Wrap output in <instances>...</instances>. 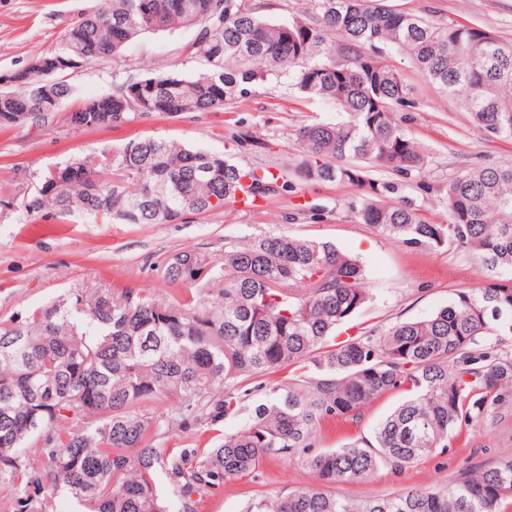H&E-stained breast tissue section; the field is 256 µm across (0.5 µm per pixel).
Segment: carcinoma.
<instances>
[{
  "label": "carcinoma",
  "instance_id": "cac0c4a2",
  "mask_svg": "<svg viewBox=\"0 0 512 512\" xmlns=\"http://www.w3.org/2000/svg\"><path fill=\"white\" fill-rule=\"evenodd\" d=\"M256 0H108L82 17L54 53L88 62L116 58L138 36L198 25L193 77L150 73L116 85L112 113L87 104L67 113L77 130L116 127L152 115L210 112L286 80L298 93L335 106L344 119L297 130L305 176L366 187L347 203L359 224L412 248L448 243L496 271L488 287L457 291L424 319L363 330L335 342L336 329L371 300L357 258L314 238L268 234L224 250L221 261L174 252L158 273L185 294L74 288L52 303L0 322V494L8 512H199L201 502L267 459L298 455L319 483L359 480L387 467L405 471L447 450L458 424L512 384V355L483 344L512 336V166L473 167L448 180V223L427 221L410 200L369 172L405 179L427 166L422 145L393 107L410 88L378 56L391 47L459 99L492 137L512 139V44L490 31L440 25L377 0H305L302 13L275 22ZM71 86L32 83L0 95V127L45 121ZM292 191L283 175H257L177 140L132 139L114 155L74 158L42 174L23 203L30 215L110 217L126 224L175 223L226 209L237 195L266 199ZM206 269L197 279L191 267ZM220 283L206 301L190 290ZM293 367L287 382L238 392L230 383ZM406 399L373 438L314 450L323 424L356 421L377 396ZM166 401L177 415L149 404ZM249 411L241 431L213 448L157 447L172 425L216 426ZM163 474L178 499L157 486ZM512 460L483 467L444 488H409L353 502L309 487L247 504L245 512H505Z\"/></svg>",
  "mask_w": 512,
  "mask_h": 512
}]
</instances>
